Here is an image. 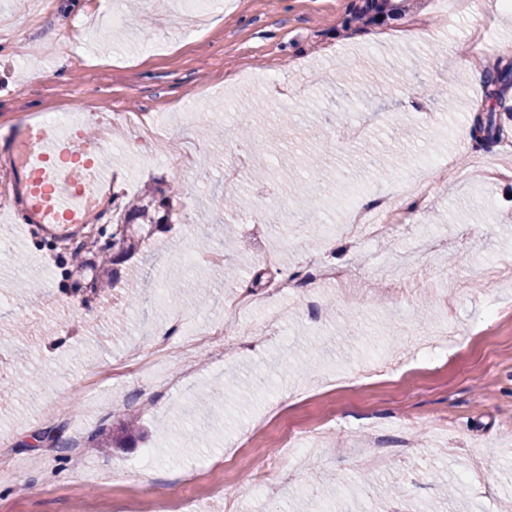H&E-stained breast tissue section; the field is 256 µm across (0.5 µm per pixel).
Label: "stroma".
Wrapping results in <instances>:
<instances>
[{
    "mask_svg": "<svg viewBox=\"0 0 512 512\" xmlns=\"http://www.w3.org/2000/svg\"><path fill=\"white\" fill-rule=\"evenodd\" d=\"M375 24L355 22L365 0H223L185 31L173 0H0V182L19 221L0 223V328L20 323L25 336L0 340V377L22 364L28 376L0 404V512H77L106 508L140 491L183 489L188 508L212 512H406L434 504L439 512H500L512 499V281L485 279L483 269L512 264V179L484 180L475 151L512 170V82L476 86L471 69L492 64L512 72V16L496 0L478 13L449 17L438 0H388ZM425 12L428 36L373 38ZM489 24L484 51L460 57L458 43ZM492 111L496 139L476 145L469 112ZM113 120L107 149L112 196L87 213L112 221V197L179 182L170 224L158 225L127 260L104 267L110 293H74L63 276L68 255H52L31 236L25 189L10 158L21 157L24 127L59 125L81 112ZM375 114L359 142L322 132L325 113ZM137 114L161 130L143 138L121 121ZM247 127L254 147L237 178L233 129ZM200 144L195 173L165 161L167 133ZM314 152L322 168L292 169L297 152ZM449 168L425 207L394 211L392 237L324 234L340 224L347 202L377 199L409 180ZM292 171L285 179L284 171ZM266 197L305 221L262 224L253 208L228 211L224 194ZM467 224L482 225L466 237ZM220 251L223 266L201 264ZM359 270L360 288L307 276L302 260ZM406 270L407 288L387 286ZM294 292L245 312L224 331L228 344L193 339L190 357L157 369L123 366L131 348L148 352L174 314L204 324L220 318L215 301L244 290L264 294L284 276ZM209 295L198 303L199 277ZM263 342L251 334L269 318ZM68 323L65 346L47 327ZM392 373L367 386L338 388L375 356ZM224 390L215 407L198 401ZM84 390L66 416L48 419L47 403ZM266 418L260 436L251 425ZM125 438L123 451L84 458L108 475L79 480L62 449L41 438L71 441L100 429ZM319 429L315 449L292 454L285 435ZM379 433L389 456L371 465L365 432ZM150 461H143V454ZM143 461L137 482L122 476ZM184 490V489H183Z\"/></svg>",
    "mask_w": 512,
    "mask_h": 512,
    "instance_id": "stroma-1",
    "label": "stroma"
}]
</instances>
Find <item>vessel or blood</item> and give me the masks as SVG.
I'll return each instance as SVG.
<instances>
[{
	"instance_id": "b4317fda",
	"label": "vessel or blood",
	"mask_w": 512,
	"mask_h": 512,
	"mask_svg": "<svg viewBox=\"0 0 512 512\" xmlns=\"http://www.w3.org/2000/svg\"><path fill=\"white\" fill-rule=\"evenodd\" d=\"M111 127L97 112L84 113L60 132L42 124L27 126L30 146L21 158L27 217L64 234L82 223L91 204L112 184L103 164Z\"/></svg>"
}]
</instances>
